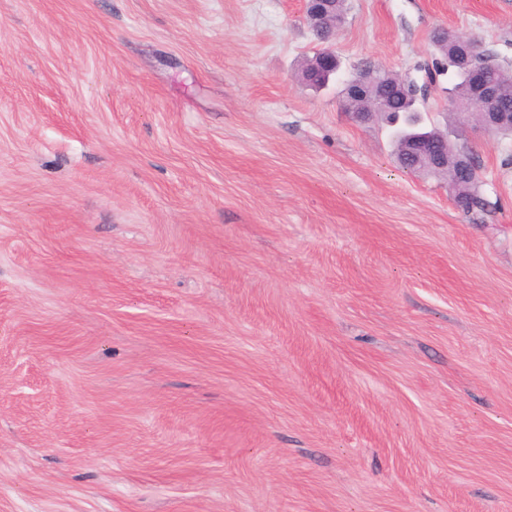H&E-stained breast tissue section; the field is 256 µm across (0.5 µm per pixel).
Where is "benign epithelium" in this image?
<instances>
[{
    "label": "benign epithelium",
    "mask_w": 512,
    "mask_h": 512,
    "mask_svg": "<svg viewBox=\"0 0 512 512\" xmlns=\"http://www.w3.org/2000/svg\"><path fill=\"white\" fill-rule=\"evenodd\" d=\"M306 20L310 27L319 32L329 29L338 31L345 23V18L336 16V12L329 7L332 0H305ZM449 39L456 47L457 55L465 61L463 79L470 90V99L461 104L465 117L471 119L472 129L481 133H497L504 127L512 129V112H499L495 110L496 90L493 82L486 74L485 68L474 62L473 58L481 50L480 43L474 37H461L449 35ZM333 37L324 38V47L314 57L317 71L321 72L320 85L328 84L331 78L340 71V62L336 52L331 46ZM374 84L371 74L362 70L356 75L346 79L342 88L341 98L348 102L351 99L365 94L367 88ZM436 139L427 135H413L407 138L401 147L398 159L404 161L413 157L432 169H439L448 165L444 154L434 147ZM456 168L467 181H472L480 173V165L468 154L459 156Z\"/></svg>",
    "instance_id": "benign-epithelium-1"
}]
</instances>
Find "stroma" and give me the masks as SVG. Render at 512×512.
<instances>
[{
	"label": "stroma",
	"mask_w": 512,
	"mask_h": 512,
	"mask_svg": "<svg viewBox=\"0 0 512 512\" xmlns=\"http://www.w3.org/2000/svg\"><path fill=\"white\" fill-rule=\"evenodd\" d=\"M342 76L512 0H347ZM303 0H0V512H512L488 211L297 74Z\"/></svg>",
	"instance_id": "obj_1"
}]
</instances>
